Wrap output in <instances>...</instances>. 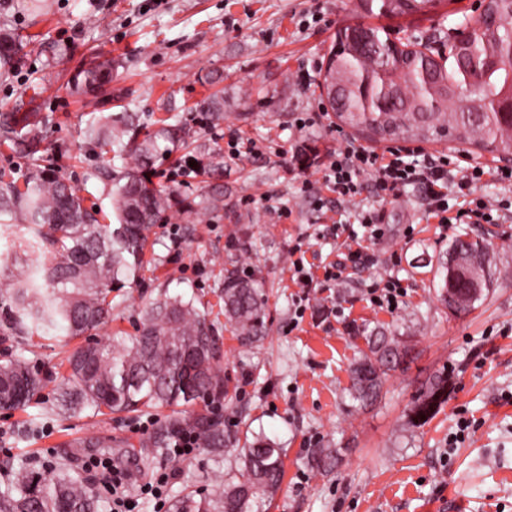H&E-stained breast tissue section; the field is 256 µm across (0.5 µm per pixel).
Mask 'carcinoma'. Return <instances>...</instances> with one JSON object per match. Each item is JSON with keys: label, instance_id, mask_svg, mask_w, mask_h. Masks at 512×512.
<instances>
[{"label": "carcinoma", "instance_id": "carcinoma-1", "mask_svg": "<svg viewBox=\"0 0 512 512\" xmlns=\"http://www.w3.org/2000/svg\"><path fill=\"white\" fill-rule=\"evenodd\" d=\"M430 0H367L366 10L395 16L424 9ZM487 13L503 24L476 19L470 25L464 53L448 43V53L406 51L396 57L388 40L358 52L339 42L331 77L336 85V117L341 124L371 139L406 136L428 142L448 136L502 156H512V0H489ZM486 63L477 69L472 60ZM109 82L108 67L83 71L78 88L99 90ZM212 126L224 120V99L214 95L197 103ZM143 138L124 139L127 122L110 115L91 121L86 137L111 146L120 155L131 150L140 162L120 175L97 168L91 177L109 187L112 223L100 222L97 208L84 205L76 189L43 165V124L38 108L17 109L0 121V146L28 160L23 185L0 171V223L22 219L28 236L0 251V267L26 263L23 276L12 280L0 297V334L20 339L62 331L86 343L66 359L67 375L55 389V405L66 413H130L142 407H176L160 430L146 438L147 466L170 458L184 434L194 435L201 452L219 461L224 453L239 460L229 478L213 472L216 490L188 491L174 512H261L281 485L284 449L267 437L240 448L215 413L224 398V375L218 339L195 298L164 296L141 313L135 333L108 343L92 332L112 317L109 295L147 264L156 261L152 229L177 201L171 187L153 182L160 143L176 142L181 129L157 121ZM484 273L487 252L477 243L456 240L441 267L445 270L440 300L454 313L470 310L478 297L467 288L450 291L451 262ZM224 316L248 345L267 335L263 285L233 274L224 277ZM369 352L351 371L350 392L361 406L379 397L384 377L397 370L410 349L383 332L368 339ZM45 378L30 366L25 350L0 363V409L22 410L42 391ZM448 400V377L430 384L412 409V421L429 420ZM336 463L333 448H312L307 465L322 473ZM104 495L73 475L65 463L7 471L0 485V512H100Z\"/></svg>", "mask_w": 512, "mask_h": 512}]
</instances>
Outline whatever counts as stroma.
Here are the masks:
<instances>
[{
  "label": "stroma",
  "instance_id": "1",
  "mask_svg": "<svg viewBox=\"0 0 512 512\" xmlns=\"http://www.w3.org/2000/svg\"><path fill=\"white\" fill-rule=\"evenodd\" d=\"M478 3L455 0L388 17L367 12L359 0H47L35 14L21 0H0V29L20 44L0 59V113L37 96L44 163L87 204L110 207L91 170L136 166L131 155L91 151L84 131L95 113L131 116L140 129L159 117L185 128L186 144L155 163V183L175 186L180 197L152 231L163 262L113 289L112 320L96 337L133 333L143 308L164 295L196 296L222 343L225 432L239 439L265 435L286 450V476L269 512H512V185L490 179L472 185L471 197L509 203L492 224L438 223L413 186L383 198L368 177L351 201L322 187L334 150L385 148L340 127L320 94L337 31L360 24L392 40L439 44L449 29L477 19ZM107 60L110 99L77 93L75 75ZM215 93L224 97L217 127L194 109ZM306 112L321 118L296 129ZM235 137L242 152L233 157L227 143ZM191 163L199 174L174 184L176 167ZM305 179L321 186L323 209L302 193ZM212 193L223 194V210H187V202ZM364 208L383 213V240L371 243L361 234ZM460 237L488 248L492 286L456 316L438 299L439 260ZM358 242L367 244L374 266L322 282L324 265ZM297 245L316 275L309 288L292 279ZM230 272L261 282L267 292L268 334L261 343H242L222 314L220 293ZM390 280L400 282L402 294L387 311L371 303L370 292ZM380 331L410 345L412 357L363 408L349 394L350 369L366 352L367 336ZM31 348L48 382L41 402L0 410V463L52 460L79 468L93 456L111 459L130 472L126 490L136 494L138 512H156L154 499L136 490L161 472L177 474L169 496L208 489L219 466L202 454L144 466L140 442L170 409L62 413L54 406L53 379L68 348L55 333L33 338ZM440 373L448 377L447 402L428 422L412 423L414 402ZM463 420L469 427L462 432ZM311 448L337 449L330 474L305 465Z\"/></svg>",
  "mask_w": 512,
  "mask_h": 512
}]
</instances>
